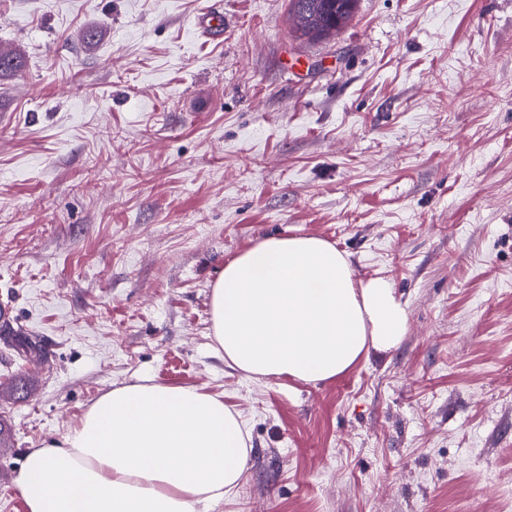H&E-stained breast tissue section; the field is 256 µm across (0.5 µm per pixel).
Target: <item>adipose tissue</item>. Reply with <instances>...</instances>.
Returning a JSON list of instances; mask_svg holds the SVG:
<instances>
[{
  "label": "adipose tissue",
  "mask_w": 512,
  "mask_h": 512,
  "mask_svg": "<svg viewBox=\"0 0 512 512\" xmlns=\"http://www.w3.org/2000/svg\"><path fill=\"white\" fill-rule=\"evenodd\" d=\"M214 337L253 376L326 381L396 348L408 313L381 277L355 279L317 236L269 238L224 266ZM249 458L237 412L195 387L134 383L96 399L63 440L28 449L15 476L27 512H208Z\"/></svg>",
  "instance_id": "1"
}]
</instances>
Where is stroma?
<instances>
[{"label":"stroma","instance_id":"obj_1","mask_svg":"<svg viewBox=\"0 0 512 512\" xmlns=\"http://www.w3.org/2000/svg\"><path fill=\"white\" fill-rule=\"evenodd\" d=\"M0 0V512L27 449L108 390L198 387L251 447L211 512H512V0ZM217 10L224 34L197 35ZM100 28L94 45L79 34ZM326 239L408 309L334 379L253 377L212 333L226 261ZM296 31L301 36L336 35L351 18L358 0H291Z\"/></svg>","mask_w":512,"mask_h":512}]
</instances>
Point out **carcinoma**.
I'll list each match as a JSON object with an SVG mask.
<instances>
[{
  "label": "carcinoma",
  "mask_w": 512,
  "mask_h": 512,
  "mask_svg": "<svg viewBox=\"0 0 512 512\" xmlns=\"http://www.w3.org/2000/svg\"><path fill=\"white\" fill-rule=\"evenodd\" d=\"M358 0H291L296 31L309 38H322L340 32L351 18ZM24 67L21 54L0 52V81L16 76ZM4 342L25 353H35L39 344L20 329H10Z\"/></svg>",
  "instance_id": "obj_1"
}]
</instances>
